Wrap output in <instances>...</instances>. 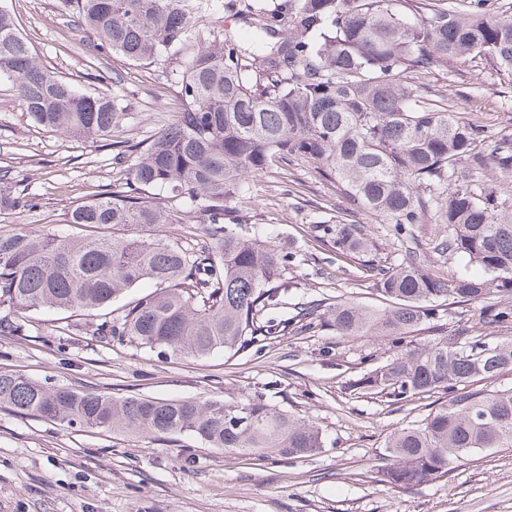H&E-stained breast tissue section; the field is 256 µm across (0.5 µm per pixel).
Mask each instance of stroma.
Returning <instances> with one entry per match:
<instances>
[{
  "instance_id": "1",
  "label": "stroma",
  "mask_w": 512,
  "mask_h": 512,
  "mask_svg": "<svg viewBox=\"0 0 512 512\" xmlns=\"http://www.w3.org/2000/svg\"><path fill=\"white\" fill-rule=\"evenodd\" d=\"M50 71L79 91L110 89L128 111L111 141L74 139L31 123L11 83L0 84V166L16 171L37 206L0 214V233L19 226L78 236L68 213L98 194L125 186L137 161L118 143H145L175 126L183 110L172 86L153 67L101 54L94 35L77 24L74 0H0ZM415 85L447 98L465 119H480L512 135V88L490 63L473 59L435 65L414 75ZM244 200L228 209L271 236L303 265L279 319L294 303L330 298L379 306L360 261L336 264L326 228L364 225L371 259L384 267L412 252L435 268L458 272L466 262L433 253L444 227L435 216L411 227L407 238L374 214L353 210L316 163L298 161L249 178ZM22 336H0V370H13L48 387L205 402L266 389L268 398L325 432L327 452L301 459L240 456L179 435L168 440L101 429L78 431L51 420L0 408V512H512V448H491L454 464L446 477L407 489L378 481L376 467L396 429L423 420L447 400L435 393L401 401L361 395L350 384L391 355L385 341L345 338L331 330L287 334L261 351L233 358L160 355L93 336L95 317L81 315L64 333L66 313L26 312Z\"/></svg>"
}]
</instances>
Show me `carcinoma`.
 Masks as SVG:
<instances>
[{
  "mask_svg": "<svg viewBox=\"0 0 512 512\" xmlns=\"http://www.w3.org/2000/svg\"><path fill=\"white\" fill-rule=\"evenodd\" d=\"M209 0H78V23L96 50L151 65L174 86L183 112L176 126L139 149L133 188L75 207L68 223L112 226L120 234L85 239L19 228L0 234V336L27 331L23 313L50 307L72 314L102 310L144 280L163 291L121 316L102 314L93 333L175 355L231 358L261 348L291 325L340 336L391 340L385 363L353 380L361 394L397 400L441 391L448 402L417 425L390 435L380 480L399 488L432 481L488 448H512V386L483 380L512 372V136L462 121L450 105L411 82L437 64L485 59L512 83V16L493 17L487 0L467 13L453 2L420 0H227L224 9L251 28L210 38L197 25ZM15 85L39 127L102 139L127 115L117 92L86 94L39 65L11 16L0 10V83ZM319 162L354 206L394 225L421 224L432 212L447 225L434 250L467 260L473 273L438 274L416 258L371 263L384 307L322 300L295 304L276 319L290 287L295 254L239 232L227 202L246 179L277 163ZM494 166L498 184L461 183L439 201V186L466 162ZM0 167V211L31 209ZM157 191L202 216L210 242L193 249L164 238L173 213ZM336 259L367 253L365 226L338 224ZM478 307L479 329L441 332V318ZM440 338L412 347L417 331ZM18 414L131 436L186 434L211 448L260 459L322 452L319 426L256 391L224 400L127 397L49 388L0 371V407Z\"/></svg>",
  "mask_w": 512,
  "mask_h": 512,
  "instance_id": "carcinoma-1",
  "label": "carcinoma"
}]
</instances>
